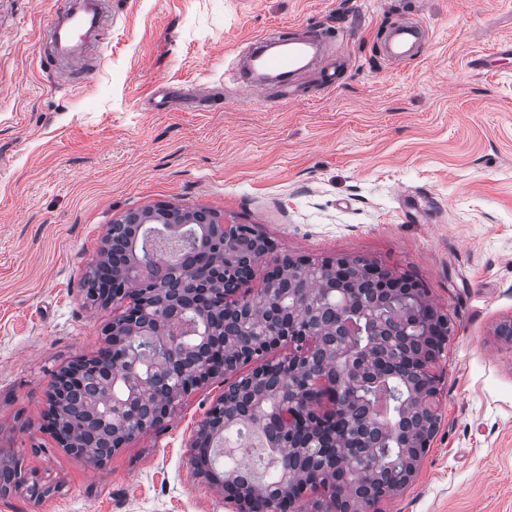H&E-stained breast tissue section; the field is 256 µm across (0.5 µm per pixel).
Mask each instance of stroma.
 Instances as JSON below:
<instances>
[{
	"mask_svg": "<svg viewBox=\"0 0 512 512\" xmlns=\"http://www.w3.org/2000/svg\"><path fill=\"white\" fill-rule=\"evenodd\" d=\"M65 0H0V512H229L189 442L243 363L103 466L41 432L51 377L107 347L121 306L82 281L110 224L179 204L255 227L274 256L364 258L454 325L440 423L379 512H512V0H105L77 74L48 29ZM424 39L401 62L396 25ZM320 39L334 87L246 85L263 37Z\"/></svg>",
	"mask_w": 512,
	"mask_h": 512,
	"instance_id": "35a3bbf8",
	"label": "stroma"
}]
</instances>
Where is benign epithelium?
I'll return each instance as SVG.
<instances>
[{
    "label": "benign epithelium",
    "instance_id": "1",
    "mask_svg": "<svg viewBox=\"0 0 512 512\" xmlns=\"http://www.w3.org/2000/svg\"><path fill=\"white\" fill-rule=\"evenodd\" d=\"M204 211L169 206L145 210L138 223L109 226L99 267L112 265V239L128 231V262L90 289L97 301H130L129 308L107 328L110 346L99 357L77 360L57 371L46 393L48 409L41 429L61 448L84 456L98 467L105 462L80 441L107 428L116 452L144 430L167 418L192 390L217 374L235 370L240 362L257 367L233 382L198 422L191 441L190 463L196 476L219 489L233 512H336L355 476L365 464L345 452L347 430L359 427L354 405L365 400V388L388 376L400 383L398 413L371 424L388 430L398 453L385 467L378 490L361 496L353 512H377L378 502L407 487L430 447L439 421L436 401L440 379L435 372L452 328L425 298L415 280L395 276L364 259L336 258L314 262L272 257L273 246L252 226L208 223ZM194 226L195 248L205 261L188 268L182 284L170 293L157 287L168 274L185 266V229ZM154 238L156 251L171 258L170 270L154 268V255L141 249V236ZM263 272L257 292L246 285ZM369 278L391 302L393 317L362 304L357 280ZM324 285L333 295L334 314L351 310L368 328L365 347L350 349V335L341 325L327 334L312 318L324 300L312 299L307 286ZM403 320L421 342L416 364L419 384L373 367L379 357V331L386 322ZM288 349L278 360L267 356ZM169 385L163 398L148 400L157 381ZM86 395L82 411L64 415L67 394ZM416 409L429 417L412 433L398 436V418ZM244 422L261 434L266 447L281 448L278 493L256 495L254 486L217 472L211 453L218 440ZM309 490L321 498L306 502Z\"/></svg>",
    "mask_w": 512,
    "mask_h": 512
}]
</instances>
